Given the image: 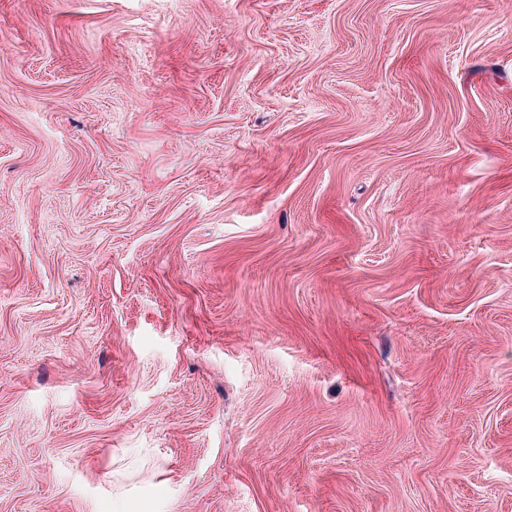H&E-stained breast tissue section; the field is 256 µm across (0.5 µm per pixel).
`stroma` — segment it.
<instances>
[{
  "label": "stroma",
  "mask_w": 512,
  "mask_h": 512,
  "mask_svg": "<svg viewBox=\"0 0 512 512\" xmlns=\"http://www.w3.org/2000/svg\"><path fill=\"white\" fill-rule=\"evenodd\" d=\"M0 512H512V0H0Z\"/></svg>",
  "instance_id": "stroma-1"
}]
</instances>
